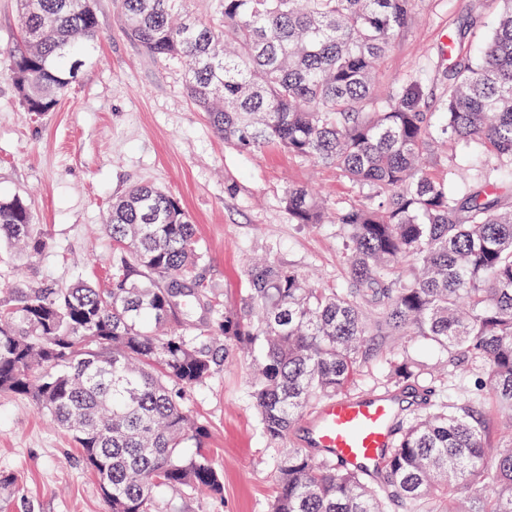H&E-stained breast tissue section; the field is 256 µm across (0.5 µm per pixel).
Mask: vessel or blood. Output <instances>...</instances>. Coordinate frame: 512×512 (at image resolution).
Listing matches in <instances>:
<instances>
[{"instance_id": "1", "label": "vessel or blood", "mask_w": 512, "mask_h": 512, "mask_svg": "<svg viewBox=\"0 0 512 512\" xmlns=\"http://www.w3.org/2000/svg\"><path fill=\"white\" fill-rule=\"evenodd\" d=\"M409 400L406 392H360L329 399L302 417L293 438L304 448H319L343 467L372 472L383 463L395 428Z\"/></svg>"}]
</instances>
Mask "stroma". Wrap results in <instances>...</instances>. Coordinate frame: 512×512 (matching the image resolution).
I'll return each mask as SVG.
<instances>
[{"label":"stroma","instance_id":"stroma-1","mask_svg":"<svg viewBox=\"0 0 512 512\" xmlns=\"http://www.w3.org/2000/svg\"><path fill=\"white\" fill-rule=\"evenodd\" d=\"M499 0H417L393 39L376 94L419 69L435 75L449 35L483 40ZM101 39L53 112H24L9 78L18 0H0V192L25 196L45 234V251L28 262L0 253V297L25 283L112 285V240L104 222L113 197L148 182L179 197L196 224L202 273L217 301H234L255 256L293 266L328 288L346 287V251L337 225L293 224L281 199L289 186L322 190L329 204L362 198L339 171L266 149L225 146L184 90L181 68L152 60L128 42L113 0H96ZM236 180L237 194L224 183ZM442 350L406 341L395 355L370 360L359 386L394 361L441 360ZM184 406L208 428L207 447L224 471V499L161 491L170 512H267L274 472L269 443L249 397L248 364L236 354L224 371L189 390ZM0 472L20 494L6 512H109L100 480L80 459L70 434L31 399L0 393Z\"/></svg>","mask_w":512,"mask_h":512}]
</instances>
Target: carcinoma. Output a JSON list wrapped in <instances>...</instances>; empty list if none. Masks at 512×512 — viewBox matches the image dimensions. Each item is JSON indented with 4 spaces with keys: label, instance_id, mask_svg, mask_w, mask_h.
Wrapping results in <instances>:
<instances>
[{
    "label": "carcinoma",
    "instance_id": "cac0c4a2",
    "mask_svg": "<svg viewBox=\"0 0 512 512\" xmlns=\"http://www.w3.org/2000/svg\"><path fill=\"white\" fill-rule=\"evenodd\" d=\"M217 2V23L192 17L186 0H117V21L142 54L182 64L188 96L226 145L334 167L365 195L332 211L305 186L282 199L292 224L341 228L349 287L263 259L223 307L198 273L180 199L135 184L106 218L110 290L22 285L0 298V392L30 398L72 435L110 512H166L158 489L224 498L207 426L181 399L243 349L275 463L269 512H512V442L490 446L477 409L487 400L512 420V0L489 39L451 43L436 112L423 72L372 98L416 0ZM99 37L95 0H19L10 76L24 111H54ZM448 139L495 166H473L465 184L434 176L435 143ZM3 248H46L19 194L0 196ZM407 338L442 348L450 377L478 368L484 394L449 401L447 379L392 364L382 390L424 400L369 477L287 442L320 403L357 391L387 341Z\"/></svg>",
    "mask_w": 512,
    "mask_h": 512
}]
</instances>
